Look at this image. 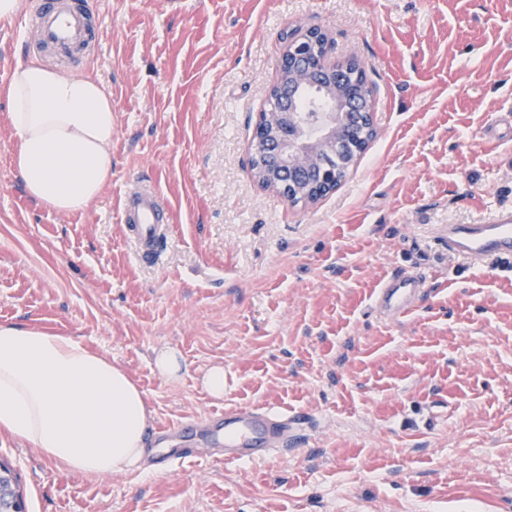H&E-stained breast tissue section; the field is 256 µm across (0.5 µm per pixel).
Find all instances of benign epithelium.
I'll return each instance as SVG.
<instances>
[{
	"mask_svg": "<svg viewBox=\"0 0 512 512\" xmlns=\"http://www.w3.org/2000/svg\"><path fill=\"white\" fill-rule=\"evenodd\" d=\"M281 42L269 108L253 132L268 164L253 178L290 203L314 204L336 181L323 158L349 138L353 122L375 136L371 97L343 85L340 68L327 57L330 39L322 29H292ZM0 512H26L14 474L1 465Z\"/></svg>",
	"mask_w": 512,
	"mask_h": 512,
	"instance_id": "1",
	"label": "benign epithelium"
}]
</instances>
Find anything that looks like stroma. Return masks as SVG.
<instances>
[{
	"label": "stroma",
	"mask_w": 512,
	"mask_h": 512,
	"mask_svg": "<svg viewBox=\"0 0 512 512\" xmlns=\"http://www.w3.org/2000/svg\"><path fill=\"white\" fill-rule=\"evenodd\" d=\"M5 21L0 88L39 54ZM102 36L72 62L112 97V179L70 214L30 199L0 95V323L73 336L145 393L152 430L267 405L307 414L288 454L197 458L104 478L0 434L27 512H512V272L449 255L451 224L512 206V0H98ZM318 26L373 89L377 136L340 187L291 204L252 178V134L285 28ZM170 207L160 264L135 255L119 201ZM425 273L412 313L369 299ZM185 371L162 377L155 350ZM224 369V395L203 377ZM425 274L395 268L371 294V305L380 314L400 316L417 307L428 295Z\"/></svg>",
	"instance_id": "obj_1"
}]
</instances>
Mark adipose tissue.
I'll use <instances>...</instances> for the list:
<instances>
[{
  "mask_svg": "<svg viewBox=\"0 0 512 512\" xmlns=\"http://www.w3.org/2000/svg\"><path fill=\"white\" fill-rule=\"evenodd\" d=\"M12 164L28 196L63 214L88 208L112 178V98L101 83L19 64L5 90ZM152 410L104 353L78 339L0 324V431L63 469L105 477L143 459Z\"/></svg>",
  "mask_w": 512,
  "mask_h": 512,
  "instance_id": "adipose-tissue-1",
  "label": "adipose tissue"
}]
</instances>
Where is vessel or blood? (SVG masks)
I'll return each instance as SVG.
<instances>
[{
  "label": "vessel or blood",
  "mask_w": 512,
  "mask_h": 512,
  "mask_svg": "<svg viewBox=\"0 0 512 512\" xmlns=\"http://www.w3.org/2000/svg\"><path fill=\"white\" fill-rule=\"evenodd\" d=\"M96 0H37L32 28L37 43L48 50L70 53L98 41L101 29L93 18ZM121 220L136 241L142 261L158 262L166 237L158 196L142 187L125 196ZM450 254L475 265L512 259V207L494 209L480 224H452L447 229ZM425 274L395 268L371 294L373 308L386 316H400L416 308L428 295ZM306 414L267 405L234 406L204 420L225 462L238 463L268 457L300 443Z\"/></svg>",
  "instance_id": "vessel-or-blood-1"
}]
</instances>
